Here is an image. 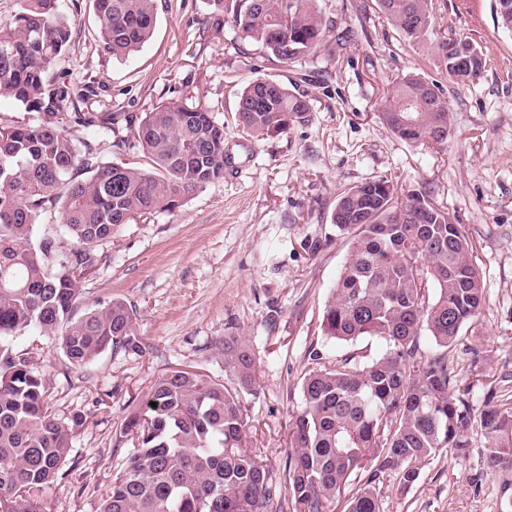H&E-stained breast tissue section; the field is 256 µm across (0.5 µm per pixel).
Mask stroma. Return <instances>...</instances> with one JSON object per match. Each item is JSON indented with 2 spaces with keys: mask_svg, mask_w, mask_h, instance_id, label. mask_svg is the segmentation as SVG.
Instances as JSON below:
<instances>
[{
  "mask_svg": "<svg viewBox=\"0 0 512 512\" xmlns=\"http://www.w3.org/2000/svg\"><path fill=\"white\" fill-rule=\"evenodd\" d=\"M157 23L128 59L105 55L96 40L93 0H59L71 25L58 83L89 88L74 111L137 118L159 104L203 102L224 125L231 175L197 190L177 208L121 225L104 243L84 284L88 302L124 300L136 313L143 351L112 349L70 367L54 340L16 336L15 350L37 352V369L57 413L82 415L62 479L40 497L46 512H97L133 445L121 427L158 377L176 369L225 377V337H241L256 357L257 392L244 395L248 441L284 483L288 428L302 404L305 373L321 355L334 365L366 361L385 342H339L325 335L323 311L350 255V236L331 222L337 196L386 178L402 194L429 195L463 225L485 290L479 317L448 350L457 385L474 411L487 382L512 391V31L495 0H434L437 35H461L487 63L468 85L445 83L451 130L438 150L407 143L380 121L387 90L409 74L439 76L428 48L409 43L377 0H317L326 21L317 54L283 65L240 38L212 0H155ZM272 77L307 96L312 112L287 133L257 140L235 120L241 90ZM106 162L139 165L126 129L66 125ZM469 457L443 453L419 466L404 495L385 488V512H499L501 491L484 469V442L471 434Z\"/></svg>",
  "mask_w": 512,
  "mask_h": 512,
  "instance_id": "stroma-1",
  "label": "stroma"
}]
</instances>
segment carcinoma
Segmentation results:
<instances>
[{
    "mask_svg": "<svg viewBox=\"0 0 512 512\" xmlns=\"http://www.w3.org/2000/svg\"><path fill=\"white\" fill-rule=\"evenodd\" d=\"M384 16L409 41L434 35L433 0H378ZM98 42L123 59L153 36L155 0H94ZM242 39L289 65L318 50L326 23L315 0H229ZM497 20L512 27V0H496ZM71 28L57 0H18L0 25V98L39 119L16 125L0 118V512H44L39 492L63 475L72 436L83 417H64L35 367L34 353L10 344L28 330L53 338L73 367L114 348L138 354L136 314L123 301L87 304L81 284L99 262L98 246L138 217L169 211L195 190L224 178V125L206 106L162 104L127 125L146 164L100 159L87 139L65 134L73 90L50 74ZM446 78L465 84L484 69L481 49L463 36L432 46ZM311 111L306 96L272 79L249 82L235 118L256 138L280 135ZM382 123L402 140L440 146L450 133L444 86L407 75L387 91ZM85 127L120 125V112L78 113ZM58 215L67 238L38 234L41 218ZM336 228L352 234L323 313L325 334L350 342L378 336L385 352L368 362L351 354L310 370L302 406L289 429L285 462L290 512H384L381 485L411 489L417 464L448 451L470 455L465 432L480 431L483 466L512 491V398L486 387L476 414L457 388L448 354L421 353L419 338L448 348L484 302L473 247L460 224L428 195L399 199L386 178L340 193ZM231 385L196 371L158 378L123 424L133 443L99 512H263L278 494L269 469L249 448L242 394L256 383V358L236 336L224 338ZM157 403L152 407L151 403Z\"/></svg>",
    "mask_w": 512,
    "mask_h": 512,
    "instance_id": "carcinoma-1",
    "label": "carcinoma"
}]
</instances>
